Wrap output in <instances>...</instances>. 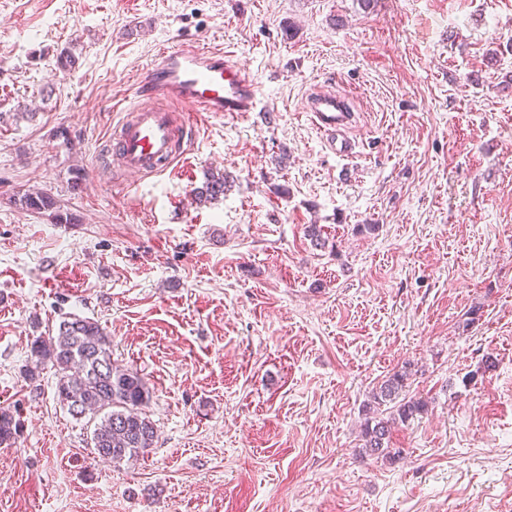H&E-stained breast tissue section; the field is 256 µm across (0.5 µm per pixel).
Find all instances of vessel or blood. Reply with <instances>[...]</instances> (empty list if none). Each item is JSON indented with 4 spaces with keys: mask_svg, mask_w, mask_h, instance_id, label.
<instances>
[{
    "mask_svg": "<svg viewBox=\"0 0 512 512\" xmlns=\"http://www.w3.org/2000/svg\"><path fill=\"white\" fill-rule=\"evenodd\" d=\"M140 105L127 109L112 139V152L124 172L139 181L169 170L195 136L189 122H175L170 104L185 112L256 111L260 89L254 79L222 49L183 44L160 52L140 76ZM308 110L329 146L339 154L352 150L347 130L352 114L344 96L320 86Z\"/></svg>",
    "mask_w": 512,
    "mask_h": 512,
    "instance_id": "1",
    "label": "vessel or blood"
}]
</instances>
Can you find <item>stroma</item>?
I'll use <instances>...</instances> for the list:
<instances>
[{"label":"stroma","instance_id":"obj_1","mask_svg":"<svg viewBox=\"0 0 512 512\" xmlns=\"http://www.w3.org/2000/svg\"><path fill=\"white\" fill-rule=\"evenodd\" d=\"M187 36L259 107L194 117L131 183L114 104ZM325 80L347 157L306 110ZM211 171L223 195L190 203ZM65 313L152 392L136 461L94 458L53 368L24 375ZM405 365L428 411L367 457L363 406ZM0 407V512H512V0H0ZM21 430L20 420L9 409L0 408V446L12 445Z\"/></svg>","mask_w":512,"mask_h":512}]
</instances>
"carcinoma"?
<instances>
[{"instance_id": "obj_1", "label": "carcinoma", "mask_w": 512, "mask_h": 512, "mask_svg": "<svg viewBox=\"0 0 512 512\" xmlns=\"http://www.w3.org/2000/svg\"><path fill=\"white\" fill-rule=\"evenodd\" d=\"M223 194L222 176L208 178L195 191L199 200ZM20 205L37 213L56 208L55 200L42 191L24 195ZM30 353L26 376L33 380L45 365H52L61 405L76 418L88 416L95 421L91 437L95 457L119 464L134 460L153 447L157 430L144 412L151 399L149 387L138 372L112 363V338L97 321L66 316L55 334L35 337ZM409 376L403 367L372 391L361 431L366 454L395 460L400 449L390 447L392 428L426 411V403L421 400L399 398ZM20 430L21 423L14 412L0 408V446L15 443Z\"/></svg>"}]
</instances>
